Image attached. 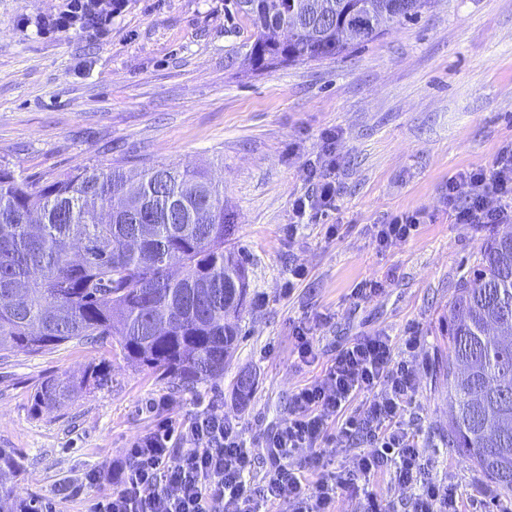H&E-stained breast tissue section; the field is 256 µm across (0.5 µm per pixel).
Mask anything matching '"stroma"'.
<instances>
[{
  "label": "stroma",
  "instance_id": "stroma-1",
  "mask_svg": "<svg viewBox=\"0 0 512 512\" xmlns=\"http://www.w3.org/2000/svg\"><path fill=\"white\" fill-rule=\"evenodd\" d=\"M66 5L0 0V168L30 180L116 163L206 170L224 186L250 287L223 378L191 391L91 344L0 358V448L21 458V496L39 512H88L111 492L108 474L129 443L166 417L210 408L246 434L270 431L340 349L384 332L398 345L421 338L411 419L430 475L456 489L461 512H512V495L493 492L445 445L453 406L442 370L456 287L481 245L507 230L453 223L448 179L491 169L512 141V0H432L365 47L265 70L248 60L253 29L232 0H123L102 37L39 28ZM313 164L335 179V206L308 213L292 236V204L311 191ZM416 211L414 236L377 248L372 225ZM297 266L307 276L289 284ZM365 280L382 287L355 294ZM299 326L317 353L308 366ZM94 365L108 373L103 386L33 412L41 381ZM247 369L256 388L242 401L234 382ZM90 471L98 483L84 482Z\"/></svg>",
  "mask_w": 512,
  "mask_h": 512
}]
</instances>
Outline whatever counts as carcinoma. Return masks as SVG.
<instances>
[{
	"label": "carcinoma",
	"mask_w": 512,
	"mask_h": 512,
	"mask_svg": "<svg viewBox=\"0 0 512 512\" xmlns=\"http://www.w3.org/2000/svg\"><path fill=\"white\" fill-rule=\"evenodd\" d=\"M431 0H234L252 22L258 69L342 55L389 22L417 20ZM288 31V40L281 31ZM231 214L206 173L164 162L137 179L86 167L45 182L0 168V354L109 342L136 367L186 390L224 377L248 295L244 259L226 249ZM446 444L512 493V232L481 246L448 318ZM237 393L255 377L240 373ZM43 381L35 408L69 397ZM20 457L0 448V512H37L17 496Z\"/></svg>",
	"instance_id": "carcinoma-1"
}]
</instances>
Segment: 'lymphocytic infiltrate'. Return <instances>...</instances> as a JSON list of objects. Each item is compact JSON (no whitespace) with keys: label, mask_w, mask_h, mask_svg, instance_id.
<instances>
[{"label":"lymphocytic infiltrate","mask_w":512,"mask_h":512,"mask_svg":"<svg viewBox=\"0 0 512 512\" xmlns=\"http://www.w3.org/2000/svg\"><path fill=\"white\" fill-rule=\"evenodd\" d=\"M120 6V0H70L65 10L41 17L39 26L56 33L76 27L102 33ZM309 176L311 193L294 201L297 220L336 200L328 175L313 168ZM448 208L457 224L512 222V142L499 147L492 170L467 169L449 179ZM415 386L390 337H361L331 359L323 380L293 393L288 417L271 432L246 438L236 422L210 409L178 427L159 421L126 449L114 473L115 489L91 512H272L281 501L292 512H331L337 489L346 486L360 487L359 512H386L371 486L384 473L394 485L412 490L410 512H460L454 488L427 475L424 451L404 419ZM330 438L337 447L353 449L352 468L289 466L298 449L317 451ZM259 448L266 449L270 467L257 482L252 469Z\"/></svg>","instance_id":"1"}]
</instances>
